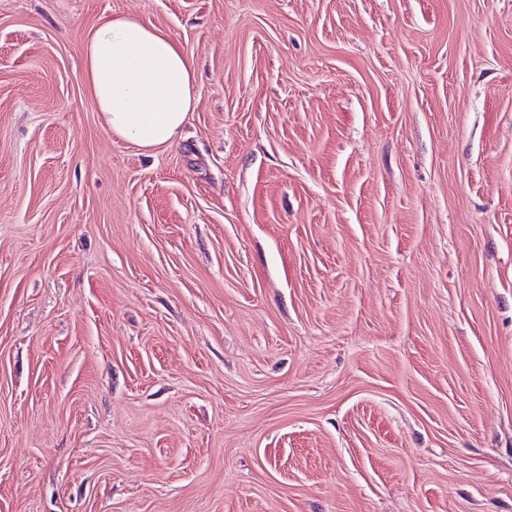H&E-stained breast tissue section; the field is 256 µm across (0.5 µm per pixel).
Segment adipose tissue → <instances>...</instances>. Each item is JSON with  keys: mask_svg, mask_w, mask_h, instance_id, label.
<instances>
[{"mask_svg": "<svg viewBox=\"0 0 512 512\" xmlns=\"http://www.w3.org/2000/svg\"><path fill=\"white\" fill-rule=\"evenodd\" d=\"M83 68L112 134L142 149L172 145L194 109L193 57L140 19L102 15L86 33Z\"/></svg>", "mask_w": 512, "mask_h": 512, "instance_id": "ef3b65f1", "label": "adipose tissue"}]
</instances>
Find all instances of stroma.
I'll list each match as a JSON object with an SVG mask.
<instances>
[{
    "mask_svg": "<svg viewBox=\"0 0 512 512\" xmlns=\"http://www.w3.org/2000/svg\"><path fill=\"white\" fill-rule=\"evenodd\" d=\"M0 512H512V0H0ZM83 68L112 134L142 149L172 145L194 109L193 57L138 18L102 15L86 33Z\"/></svg>",
    "mask_w": 512,
    "mask_h": 512,
    "instance_id": "obj_1",
    "label": "stroma"
}]
</instances>
